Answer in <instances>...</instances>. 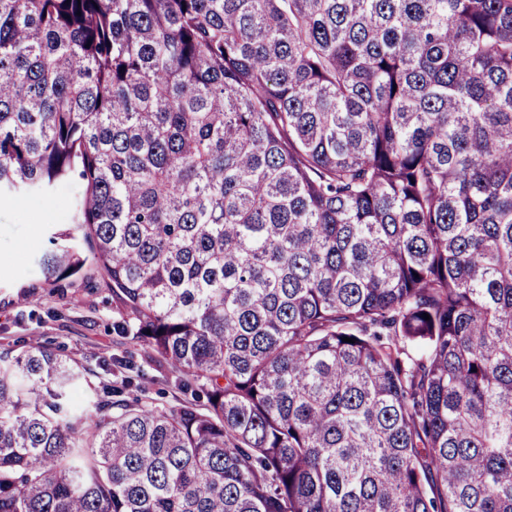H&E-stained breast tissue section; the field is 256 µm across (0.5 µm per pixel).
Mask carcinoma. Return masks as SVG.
<instances>
[{
	"label": "carcinoma",
	"mask_w": 512,
	"mask_h": 512,
	"mask_svg": "<svg viewBox=\"0 0 512 512\" xmlns=\"http://www.w3.org/2000/svg\"><path fill=\"white\" fill-rule=\"evenodd\" d=\"M74 177L44 281L206 404L1 354L0 512H512V0H0V197Z\"/></svg>",
	"instance_id": "obj_1"
}]
</instances>
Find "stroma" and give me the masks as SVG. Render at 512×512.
I'll list each match as a JSON object with an SVG mask.
<instances>
[{
    "label": "stroma",
    "mask_w": 512,
    "mask_h": 512,
    "mask_svg": "<svg viewBox=\"0 0 512 512\" xmlns=\"http://www.w3.org/2000/svg\"><path fill=\"white\" fill-rule=\"evenodd\" d=\"M75 189L59 186L53 202L30 196L0 200V265L12 272L0 282V353L18 354L39 342L82 364L95 386L115 388L125 377V397L167 408L184 400L166 363L145 346L118 337L113 310L118 303L105 288L103 271L86 265L84 279L55 288L39 276L37 259L50 235L71 222Z\"/></svg>",
    "instance_id": "35a3bbf8"
}]
</instances>
